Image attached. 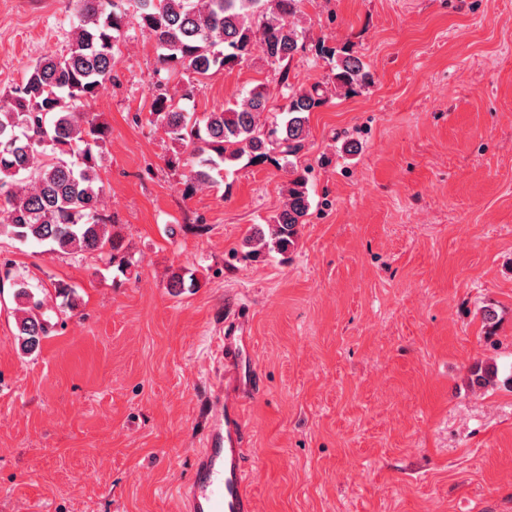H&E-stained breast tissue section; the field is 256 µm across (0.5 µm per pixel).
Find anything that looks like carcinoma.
Listing matches in <instances>:
<instances>
[{"label":"carcinoma","mask_w":512,"mask_h":512,"mask_svg":"<svg viewBox=\"0 0 512 512\" xmlns=\"http://www.w3.org/2000/svg\"><path fill=\"white\" fill-rule=\"evenodd\" d=\"M300 0H133L141 30L160 50L167 77L184 80L188 99L202 80L231 70L254 52L281 68L284 92L281 118L267 121L270 92L259 83L220 112L195 118L184 112L162 82L156 83L153 122L164 128L175 151L165 162L186 171V191L213 187L226 166L248 157L277 162L272 154L297 155L308 136L309 115L326 103V93L351 95L372 76L360 57L345 49L322 50L331 60L330 88L316 84L296 89L286 66L304 50V36L288 23ZM128 0H77L79 24L67 52L47 54L28 68L21 84L0 99V236L24 245L48 244L65 254L109 255L121 270L131 266L121 236L109 230L104 213L105 185L98 177L108 129L90 111L98 90L113 79L114 48L127 24ZM311 207L308 178L293 173L288 200L269 224L248 238L247 255L264 250L286 253ZM21 313L15 336L20 351L40 349L51 323L40 291L24 279L13 280ZM469 386L485 390L500 382L493 364L476 363ZM501 382L512 385V373Z\"/></svg>","instance_id":"1"}]
</instances>
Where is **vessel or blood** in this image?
<instances>
[{
	"label": "vessel or blood",
	"instance_id": "1",
	"mask_svg": "<svg viewBox=\"0 0 512 512\" xmlns=\"http://www.w3.org/2000/svg\"><path fill=\"white\" fill-rule=\"evenodd\" d=\"M244 426L241 403L225 401L224 424L211 428L208 447L196 463L194 512H254L243 466Z\"/></svg>",
	"mask_w": 512,
	"mask_h": 512
}]
</instances>
